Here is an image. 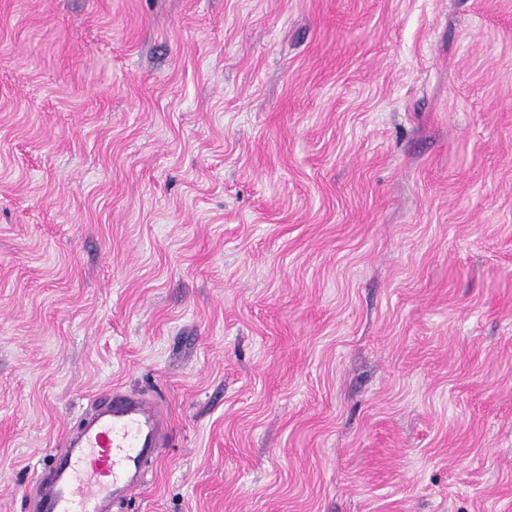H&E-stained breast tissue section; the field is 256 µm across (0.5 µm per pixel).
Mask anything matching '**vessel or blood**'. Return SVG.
<instances>
[{
	"label": "vessel or blood",
	"instance_id": "obj_1",
	"mask_svg": "<svg viewBox=\"0 0 512 512\" xmlns=\"http://www.w3.org/2000/svg\"><path fill=\"white\" fill-rule=\"evenodd\" d=\"M167 418L140 394L116 391L70 431L40 481L35 512H112L168 446Z\"/></svg>",
	"mask_w": 512,
	"mask_h": 512
}]
</instances>
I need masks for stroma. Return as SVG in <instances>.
<instances>
[{
	"label": "stroma",
	"mask_w": 512,
	"mask_h": 512,
	"mask_svg": "<svg viewBox=\"0 0 512 512\" xmlns=\"http://www.w3.org/2000/svg\"><path fill=\"white\" fill-rule=\"evenodd\" d=\"M512 0H0V512L95 403L114 512H512ZM167 418L140 394L114 391L71 430L41 480L34 512H112L168 446Z\"/></svg>",
	"instance_id": "35a3bbf8"
}]
</instances>
